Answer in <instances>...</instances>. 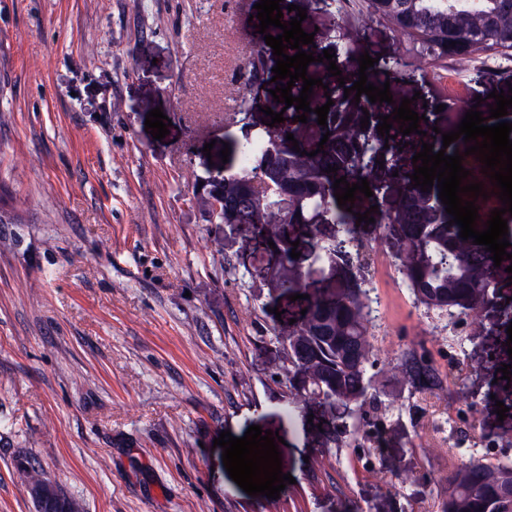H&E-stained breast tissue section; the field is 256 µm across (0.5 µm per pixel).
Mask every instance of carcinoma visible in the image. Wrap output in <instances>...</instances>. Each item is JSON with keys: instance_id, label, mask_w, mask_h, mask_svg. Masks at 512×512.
<instances>
[{"instance_id": "carcinoma-1", "label": "carcinoma", "mask_w": 512, "mask_h": 512, "mask_svg": "<svg viewBox=\"0 0 512 512\" xmlns=\"http://www.w3.org/2000/svg\"><path fill=\"white\" fill-rule=\"evenodd\" d=\"M345 18L366 16L386 22L407 41L406 52L414 59L442 68L450 59L481 56L512 59V0H352L348 8L337 7ZM455 46H450L451 42ZM267 69V59L256 51L246 63L247 82ZM328 141L314 157L281 151L272 157L277 143H286L288 129L268 132L242 147L255 153L252 167L220 188L209 186L206 195L220 190L234 215L235 223L251 224L264 216L274 223L280 196L288 195L289 224H317L326 198L336 179L371 178L373 169L356 164L366 134L358 127L355 113L338 106L333 112ZM336 171L328 173V166ZM402 195L391 211L383 214L379 245L394 258L395 266L414 304L428 311L466 312L477 315L489 300L487 270L491 252L473 239L460 238V226L448 224L453 216L439 198L438 181L430 191L412 187L414 181L401 177ZM371 246L346 231L336 246V264L347 269L348 281L337 279L336 298L322 292L310 305L315 313L293 324L291 333L306 340L301 354L288 355L291 367L311 375L310 393L304 397L331 395L340 402L377 409L380 396L368 394V369L374 355V334L369 323L367 285ZM353 339L359 341L357 360H345ZM396 369L401 382L413 390H435L444 381L437 369L411 351L402 354ZM26 486L50 488L57 500L54 512H80L76 501L45 476L40 467L26 462L18 467ZM512 495V465L480 462L463 466L448 480L441 512H505V496Z\"/></svg>"}]
</instances>
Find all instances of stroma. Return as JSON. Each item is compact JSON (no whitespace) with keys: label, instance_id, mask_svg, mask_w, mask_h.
Masks as SVG:
<instances>
[{"label":"stroma","instance_id":"35a3bbf8","mask_svg":"<svg viewBox=\"0 0 512 512\" xmlns=\"http://www.w3.org/2000/svg\"><path fill=\"white\" fill-rule=\"evenodd\" d=\"M281 2L306 8L302 29L343 76L362 54L405 52L378 22L338 40L335 0ZM256 3L0 0V210L14 218L0 224V512H36L17 477L26 460L83 512H440L456 468L512 461V388L498 378L512 275L497 267L478 323L427 311L377 250L376 222L358 233L374 246L369 374L383 407L349 414L291 393L281 336L331 274L305 279L296 301L269 294L274 226L213 224L198 204L204 179L239 172V144L267 132L264 107L282 110L271 81L241 76L252 51L272 53ZM415 74L368 80L418 113L453 84L462 116L512 83V60ZM243 102L248 117L226 121ZM155 108L170 122L161 140L145 127ZM409 350L443 389L401 388ZM252 425L284 439L294 481L279 498L245 493L214 445Z\"/></svg>","mask_w":512,"mask_h":512}]
</instances>
